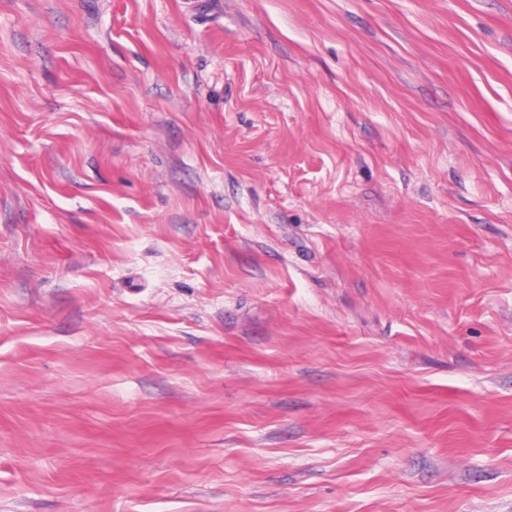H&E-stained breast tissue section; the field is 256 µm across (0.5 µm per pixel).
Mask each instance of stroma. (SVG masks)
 <instances>
[{"label": "stroma", "mask_w": 512, "mask_h": 512, "mask_svg": "<svg viewBox=\"0 0 512 512\" xmlns=\"http://www.w3.org/2000/svg\"><path fill=\"white\" fill-rule=\"evenodd\" d=\"M0 512H512V0H0Z\"/></svg>", "instance_id": "stroma-1"}]
</instances>
